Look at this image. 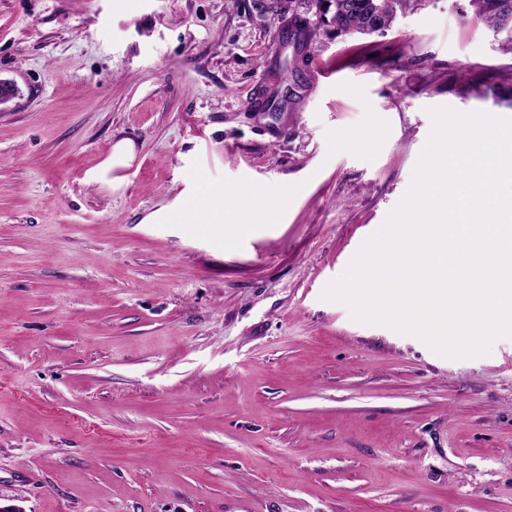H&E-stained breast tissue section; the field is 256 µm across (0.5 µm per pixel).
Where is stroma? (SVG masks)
<instances>
[{"label":"stroma","mask_w":512,"mask_h":512,"mask_svg":"<svg viewBox=\"0 0 512 512\" xmlns=\"http://www.w3.org/2000/svg\"><path fill=\"white\" fill-rule=\"evenodd\" d=\"M502 40L469 0L339 38L258 0H0V497L512 512V339L448 359L321 298L429 108L512 118L485 92ZM243 191L261 209L224 240L210 203Z\"/></svg>","instance_id":"35a3bbf8"}]
</instances>
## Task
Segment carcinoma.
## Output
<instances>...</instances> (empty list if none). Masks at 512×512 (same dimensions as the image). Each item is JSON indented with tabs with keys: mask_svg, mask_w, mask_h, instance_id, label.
<instances>
[{
	"mask_svg": "<svg viewBox=\"0 0 512 512\" xmlns=\"http://www.w3.org/2000/svg\"><path fill=\"white\" fill-rule=\"evenodd\" d=\"M303 9V14H294L291 23L301 32L310 27H329L336 36L348 34L384 33L396 15L409 0H321L325 6L317 22L308 20L310 8L306 0H289ZM476 14L497 33L506 35L503 50L512 53V0H470Z\"/></svg>",
	"mask_w": 512,
	"mask_h": 512,
	"instance_id": "cac0c4a2",
	"label": "carcinoma"
}]
</instances>
